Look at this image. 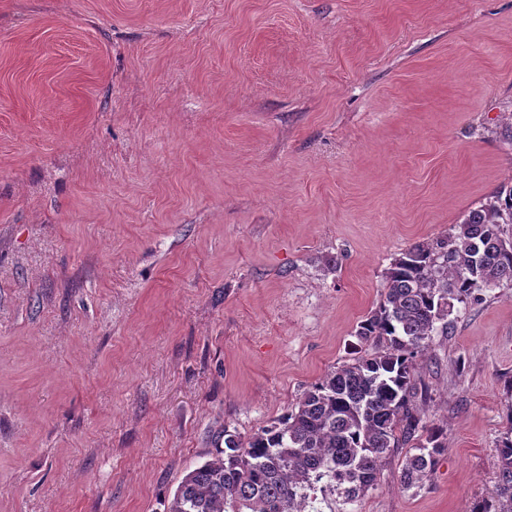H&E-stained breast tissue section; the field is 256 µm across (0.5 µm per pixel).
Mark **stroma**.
I'll use <instances>...</instances> for the list:
<instances>
[{
  "label": "stroma",
  "mask_w": 512,
  "mask_h": 512,
  "mask_svg": "<svg viewBox=\"0 0 512 512\" xmlns=\"http://www.w3.org/2000/svg\"><path fill=\"white\" fill-rule=\"evenodd\" d=\"M509 122L512 0H0V512H167L512 180ZM454 317L438 465L360 512L494 494L512 288Z\"/></svg>",
  "instance_id": "35a3bbf8"
}]
</instances>
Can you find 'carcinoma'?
Here are the masks:
<instances>
[{
	"label": "carcinoma",
	"instance_id": "1",
	"mask_svg": "<svg viewBox=\"0 0 512 512\" xmlns=\"http://www.w3.org/2000/svg\"><path fill=\"white\" fill-rule=\"evenodd\" d=\"M512 286V183L435 241L396 256L378 306L354 332L374 352L328 371L276 422L243 436L224 426L211 459L190 471L168 512H355L385 462L405 455L399 489L422 487L444 451L422 416L418 371L433 337L451 330L455 304L474 308ZM498 452L496 498L471 512H512V412Z\"/></svg>",
	"mask_w": 512,
	"mask_h": 512
}]
</instances>
